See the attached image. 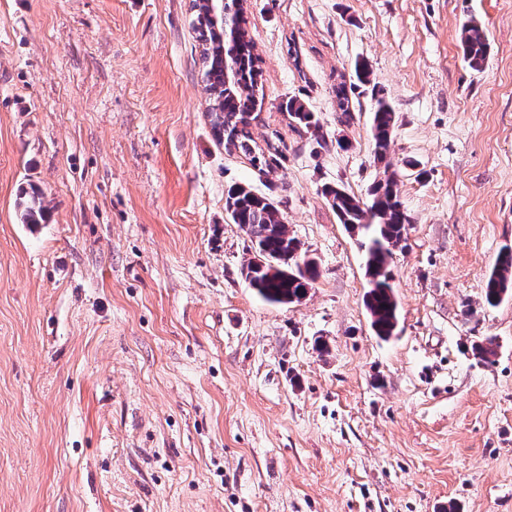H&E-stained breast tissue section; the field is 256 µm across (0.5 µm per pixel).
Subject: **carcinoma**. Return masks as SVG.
<instances>
[{
	"instance_id": "obj_1",
	"label": "carcinoma",
	"mask_w": 512,
	"mask_h": 512,
	"mask_svg": "<svg viewBox=\"0 0 512 512\" xmlns=\"http://www.w3.org/2000/svg\"><path fill=\"white\" fill-rule=\"evenodd\" d=\"M246 0H224V26L217 27L210 18L207 0H192L195 12V30L202 45L203 82L209 95V112L213 134L224 142L228 150L248 157L253 168L265 174L279 166L285 158L283 150L266 143L259 145L253 138L247 116L262 108L264 95L261 85V58L247 29ZM464 58L475 70L483 68L489 50L488 40L475 17L468 18L461 27ZM373 84L372 70L367 61L355 65L353 79L336 85L338 120L348 124L353 120L354 108L350 93ZM371 136L374 160L384 164V177L373 184L370 203L361 201L344 188L326 186L323 194L339 223L350 226L363 236L365 270L369 289L365 305L371 315L374 334L387 339L398 325V304L388 270V258L403 239L410 216L400 200L394 174L389 172L387 156L396 125V112L391 103L372 93ZM279 109L291 120L311 133L317 147L326 143L325 133L316 113L304 99L292 95L282 100ZM283 201L271 193H258L249 185L228 188L224 210L233 224L239 225L249 236L254 252L270 255H288L298 251L306 255L301 242L288 231ZM18 208L25 224H39L45 218L46 207L41 194L33 189L19 197ZM242 275L251 288L271 304H291L301 301L319 277L315 259L305 262L302 270H293L287 263L274 268L257 266L248 260ZM512 287V249L504 248L498 263L486 280L485 302L494 307Z\"/></svg>"
}]
</instances>
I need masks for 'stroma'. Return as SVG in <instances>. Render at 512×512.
<instances>
[{
  "label": "stroma",
  "mask_w": 512,
  "mask_h": 512,
  "mask_svg": "<svg viewBox=\"0 0 512 512\" xmlns=\"http://www.w3.org/2000/svg\"><path fill=\"white\" fill-rule=\"evenodd\" d=\"M193 19L190 0H0V512H512V296L484 298L512 246V0H251V131L286 155L265 175L212 134ZM360 58L411 217L388 339L322 193L383 176L370 92L336 118ZM291 95L327 148L279 112ZM235 184L283 198L320 270L301 302L242 277ZM464 58L474 70H481L487 60L489 44L479 21L471 16L461 27ZM353 79H350L349 86L346 81L336 85V112H340L338 120L341 124H350L354 116V108L350 93L357 88L370 87L373 84L372 70L367 61H359L354 68ZM17 206L21 210L24 224H40L45 218L46 207L37 189H31V192L24 191L19 197Z\"/></svg>",
  "instance_id": "stroma-1"
}]
</instances>
